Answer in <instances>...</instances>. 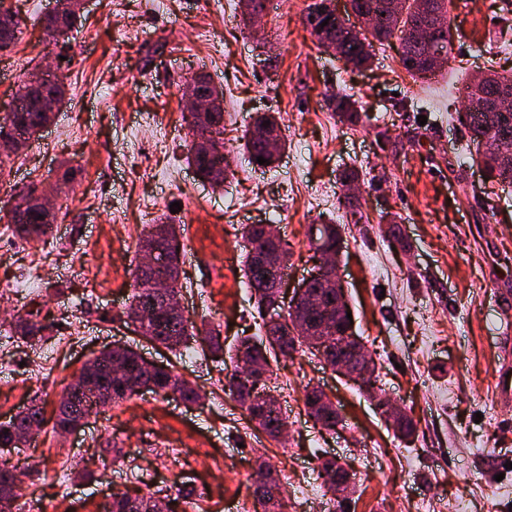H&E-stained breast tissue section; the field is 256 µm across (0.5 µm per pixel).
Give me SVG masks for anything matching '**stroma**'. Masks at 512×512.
I'll list each match as a JSON object with an SVG mask.
<instances>
[{"label":"stroma","instance_id":"35a3bbf8","mask_svg":"<svg viewBox=\"0 0 512 512\" xmlns=\"http://www.w3.org/2000/svg\"><path fill=\"white\" fill-rule=\"evenodd\" d=\"M308 3L267 8L249 26L239 0H86L63 55L37 27L0 53V116L39 64L68 89L53 123L0 167L13 191L0 211L30 181L78 169L55 196L48 242L20 239L0 221V283L42 278L39 293H0V310L35 311L48 326L33 346L0 339V421L34 402L48 420L35 442L0 452L25 470L19 512H97L118 491L180 485L195 493L177 512H255L259 456L284 478L281 512H328L320 461L332 457L355 475L349 512H512V394L497 388L498 373L512 372V340L502 334L512 324V186L487 181L460 116L471 77L512 71V0H454L453 51L429 81L407 74L395 38L373 46L366 68L327 55L302 22ZM198 75L224 93L235 175L220 188L185 159L182 88ZM336 93L352 96L367 121L341 122L328 106ZM262 112L278 116L287 141L264 169L240 142ZM145 113L170 129L166 143L141 123ZM347 168L359 191L345 206ZM163 215L198 228L184 241L185 315L218 327L228 350L258 333L238 229L275 225L298 282L316 265L310 226L341 225L339 276L354 329L415 436L398 438L356 384L307 352L272 367L287 437L253 435L224 393L220 359L198 342L180 357L146 343L125 312L139 236ZM391 219L396 242L386 235ZM115 343L174 365L202 401L147 392L57 436L49 420L63 385ZM308 386L331 397L344 433L308 417Z\"/></svg>","mask_w":512,"mask_h":512}]
</instances>
